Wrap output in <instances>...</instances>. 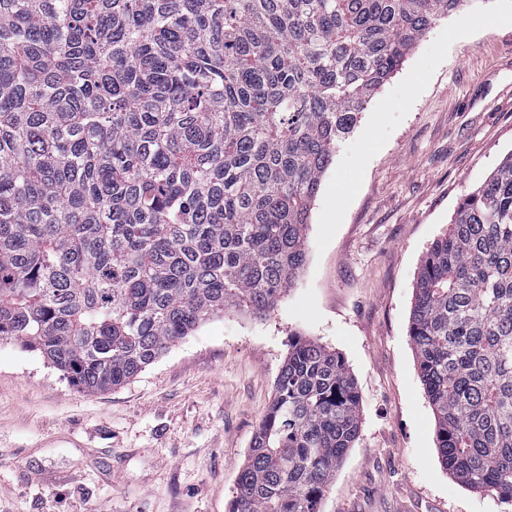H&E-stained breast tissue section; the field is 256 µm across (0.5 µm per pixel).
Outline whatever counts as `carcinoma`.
Instances as JSON below:
<instances>
[{
  "label": "carcinoma",
  "mask_w": 512,
  "mask_h": 512,
  "mask_svg": "<svg viewBox=\"0 0 512 512\" xmlns=\"http://www.w3.org/2000/svg\"><path fill=\"white\" fill-rule=\"evenodd\" d=\"M463 0H0V338L88 395L303 268L336 144ZM409 336L457 481L512 499V154L423 259ZM294 335L229 512H319L359 434Z\"/></svg>",
  "instance_id": "cac0c4a2"
}]
</instances>
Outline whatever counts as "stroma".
I'll return each mask as SVG.
<instances>
[{
	"label": "stroma",
	"instance_id": "1",
	"mask_svg": "<svg viewBox=\"0 0 512 512\" xmlns=\"http://www.w3.org/2000/svg\"><path fill=\"white\" fill-rule=\"evenodd\" d=\"M512 0H465L370 98L323 176L307 261L263 319L214 317L80 391L0 339V512H228L290 334L339 352L361 427L320 512H512L451 477L409 337L422 259L512 153Z\"/></svg>",
	"mask_w": 512,
	"mask_h": 512
}]
</instances>
